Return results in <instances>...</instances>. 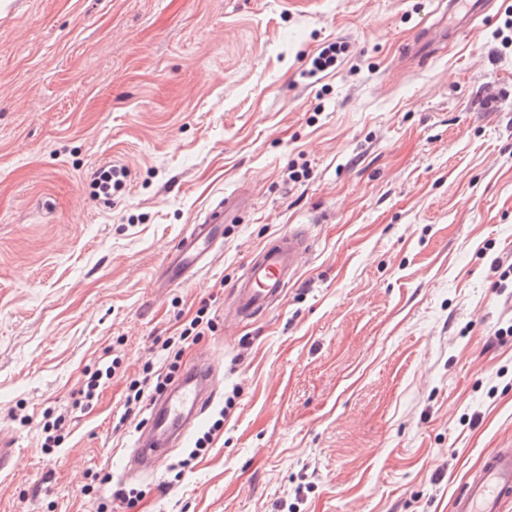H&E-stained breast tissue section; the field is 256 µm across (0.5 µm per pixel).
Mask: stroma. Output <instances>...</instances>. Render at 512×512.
I'll return each instance as SVG.
<instances>
[{
  "label": "stroma",
  "instance_id": "stroma-1",
  "mask_svg": "<svg viewBox=\"0 0 512 512\" xmlns=\"http://www.w3.org/2000/svg\"><path fill=\"white\" fill-rule=\"evenodd\" d=\"M10 2L0 430L18 455L0 512H97L118 485L143 497L112 512H453L512 439V40L494 36L512 0L452 39L439 0ZM333 42L347 52L310 75ZM110 167L121 186L94 197ZM221 199L242 215L223 247L156 287ZM295 224L314 246L282 300L225 318L233 281ZM206 303L216 329L180 363L212 359L215 395L155 472L124 473L145 418L127 387Z\"/></svg>",
  "mask_w": 512,
  "mask_h": 512
}]
</instances>
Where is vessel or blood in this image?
I'll use <instances>...</instances> for the list:
<instances>
[{
  "label": "vessel or blood",
  "mask_w": 512,
  "mask_h": 512,
  "mask_svg": "<svg viewBox=\"0 0 512 512\" xmlns=\"http://www.w3.org/2000/svg\"><path fill=\"white\" fill-rule=\"evenodd\" d=\"M491 0H447L448 32L456 34L473 28L491 9ZM236 213L225 203L213 204L195 224L189 225L167 265L164 279L175 284L203 266L217 246L224 242L225 225L235 223ZM312 241L303 228H296L263 247L232 289V310L236 317H253L266 311L282 297L296 275L300 255ZM212 365L193 363L163 395L154 399L150 415L134 440L135 451L126 468L130 471L156 470L170 448L182 444L198 426L205 404L214 391ZM512 499V445L502 444L482 463L480 469L457 493L454 512H503Z\"/></svg>",
  "instance_id": "vessel-or-blood-1"
}]
</instances>
